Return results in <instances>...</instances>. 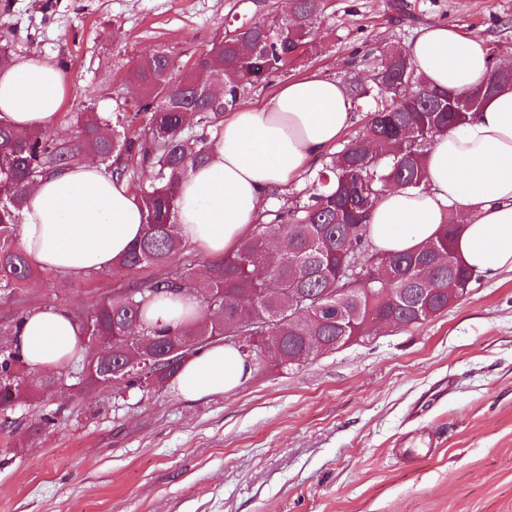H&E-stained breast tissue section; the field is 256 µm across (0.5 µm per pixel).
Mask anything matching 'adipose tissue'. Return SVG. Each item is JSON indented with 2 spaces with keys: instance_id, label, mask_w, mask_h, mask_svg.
<instances>
[{
  "instance_id": "adipose-tissue-1",
  "label": "adipose tissue",
  "mask_w": 512,
  "mask_h": 512,
  "mask_svg": "<svg viewBox=\"0 0 512 512\" xmlns=\"http://www.w3.org/2000/svg\"><path fill=\"white\" fill-rule=\"evenodd\" d=\"M417 72L436 89L461 94L484 85L490 49L483 39L435 25L409 43ZM69 86L51 59L31 55L0 69V122L19 132L53 128ZM347 90L319 73L288 81L265 103L226 113L208 157L179 180L176 223L183 242L221 257L249 238L263 203L298 181L309 161L350 126ZM21 247L40 270L71 277L105 271L141 237L144 211L125 180L87 161L39 177L26 193ZM463 230L455 243L479 273L512 269V85L486 99L477 116L438 135L429 147L426 185L391 187L368 218L376 251L403 253L428 244L443 213ZM202 314L187 292L160 294L148 324L178 328ZM83 330L67 311L28 314L13 340L29 367L70 360ZM250 369L238 349L215 343L191 357L176 377L183 397L198 399L239 388Z\"/></svg>"
}]
</instances>
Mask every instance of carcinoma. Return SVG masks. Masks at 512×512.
Instances as JSON below:
<instances>
[{
  "instance_id": "1",
  "label": "carcinoma",
  "mask_w": 512,
  "mask_h": 512,
  "mask_svg": "<svg viewBox=\"0 0 512 512\" xmlns=\"http://www.w3.org/2000/svg\"><path fill=\"white\" fill-rule=\"evenodd\" d=\"M322 11L323 0H291L287 17L212 43L196 69H181L164 51L142 58L131 78L141 90L135 115H146L147 124L136 135H127L125 116L88 112L75 113L70 141L47 129L19 134L0 124V294L14 293L39 274L16 242L28 184L85 153L113 177L126 175L129 159L153 171L152 184L139 195L143 235L116 265L164 264L179 253L175 187L206 159L207 130L308 53ZM491 57L489 81L464 94L475 104L466 113L457 110V96L431 88L404 51L381 54L372 85L349 83L353 106L374 101L362 133L329 157L307 199L266 213L253 236L222 260L186 262L141 285H121L75 315L85 335L100 340L83 363L77 393L106 387L112 378L140 388L144 366L156 359L162 364L153 387L162 388L185 357L226 336L241 337L258 362L292 370L322 347L365 336L372 320L409 327L427 321V310L435 317L447 309L452 290L467 289L474 280L453 247L461 227L440 225L436 238L417 251L379 254L369 250L365 219L385 188L424 185L434 137L476 115L501 86L512 85V64ZM189 112L197 114L195 133L187 131ZM162 291L192 292L199 309L221 312L177 332L149 326L142 320L145 295ZM25 368L13 343L0 344L1 411L32 395Z\"/></svg>"
}]
</instances>
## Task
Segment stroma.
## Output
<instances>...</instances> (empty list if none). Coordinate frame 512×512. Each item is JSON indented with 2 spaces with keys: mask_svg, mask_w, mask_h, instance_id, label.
Returning a JSON list of instances; mask_svg holds the SVG:
<instances>
[{
  "mask_svg": "<svg viewBox=\"0 0 512 512\" xmlns=\"http://www.w3.org/2000/svg\"><path fill=\"white\" fill-rule=\"evenodd\" d=\"M284 0H0L14 57L52 58L69 99L132 113L130 72L156 51L182 68L241 26L282 18ZM436 24L512 47V0H326L313 51L247 100L319 72L369 79L382 52ZM157 271L42 272L0 295V336L22 313L87 311ZM56 423L45 425L43 414ZM428 437L408 465L395 451ZM0 512H512V271L477 274L442 314L389 326L294 370L252 365L237 390L196 400L174 386L38 391L0 411Z\"/></svg>",
  "mask_w": 512,
  "mask_h": 512,
  "instance_id": "1",
  "label": "stroma"
}]
</instances>
